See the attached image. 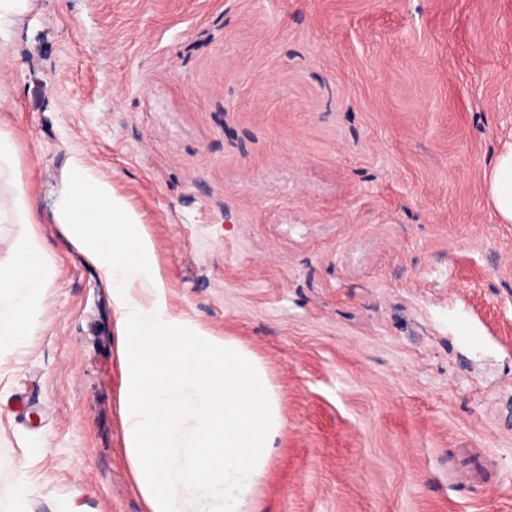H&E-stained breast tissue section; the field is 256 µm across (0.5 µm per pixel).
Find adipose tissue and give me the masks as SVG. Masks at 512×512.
<instances>
[{"mask_svg": "<svg viewBox=\"0 0 512 512\" xmlns=\"http://www.w3.org/2000/svg\"><path fill=\"white\" fill-rule=\"evenodd\" d=\"M0 218L33 223L35 212L11 132L0 127ZM486 188L501 223H512V148L501 153ZM70 240L112 288L123 382L125 454L147 512H242L272 458L282 426L278 396L259 360L172 312L165 276L139 216L83 157L70 158L54 211ZM50 277L42 239L29 237L0 259V351L32 332Z\"/></svg>", "mask_w": 512, "mask_h": 512, "instance_id": "ef3b65f1", "label": "adipose tissue"}]
</instances>
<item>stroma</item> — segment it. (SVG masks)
Returning a JSON list of instances; mask_svg holds the SVG:
<instances>
[{
    "instance_id": "1",
    "label": "stroma",
    "mask_w": 512,
    "mask_h": 512,
    "mask_svg": "<svg viewBox=\"0 0 512 512\" xmlns=\"http://www.w3.org/2000/svg\"><path fill=\"white\" fill-rule=\"evenodd\" d=\"M0 126L53 272L0 364V512H146L112 297L55 223L83 155L170 309L264 366L283 424L247 512H512V0H29ZM493 209L503 224L512 223V147L501 153L486 176Z\"/></svg>"
}]
</instances>
